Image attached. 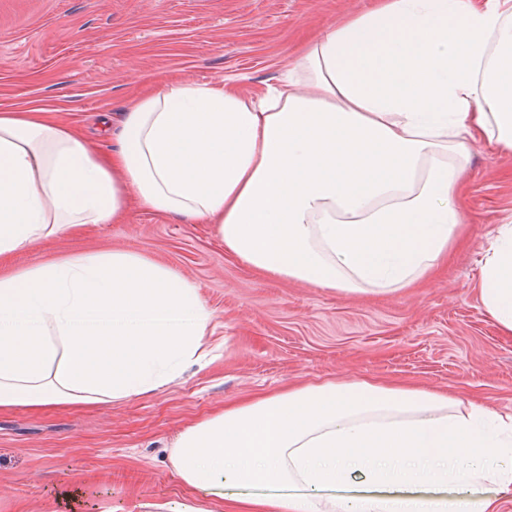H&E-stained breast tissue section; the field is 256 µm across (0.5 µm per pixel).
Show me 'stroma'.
<instances>
[{"instance_id":"obj_1","label":"stroma","mask_w":512,"mask_h":512,"mask_svg":"<svg viewBox=\"0 0 512 512\" xmlns=\"http://www.w3.org/2000/svg\"><path fill=\"white\" fill-rule=\"evenodd\" d=\"M372 0H0V109L42 108L111 153L103 119L162 86L229 83L259 96L304 37ZM465 241L438 274L394 293H342L268 276L227 254L208 224L130 204L0 263L13 272L83 253L147 255L186 276L214 315L206 367L120 403L0 412V512H143L199 501L170 464L177 435L225 403L291 384L373 379L512 415V335L477 284L512 224V157L470 147Z\"/></svg>"}]
</instances>
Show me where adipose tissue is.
Wrapping results in <instances>:
<instances>
[{
    "label": "adipose tissue",
    "instance_id": "adipose-tissue-1",
    "mask_svg": "<svg viewBox=\"0 0 512 512\" xmlns=\"http://www.w3.org/2000/svg\"><path fill=\"white\" fill-rule=\"evenodd\" d=\"M512 156V0H373L258 98L171 84L110 155L42 109L0 112V260L129 201L213 225L253 268L344 293L410 287L458 239L469 143ZM512 335V224L478 281ZM213 313L136 252L0 274V410L119 403L203 357ZM172 468L231 512H497L512 416L371 380L259 393L182 432ZM461 493L449 495V486Z\"/></svg>",
    "mask_w": 512,
    "mask_h": 512
}]
</instances>
